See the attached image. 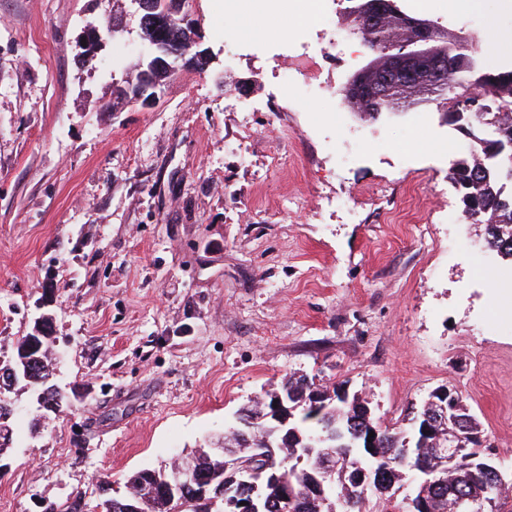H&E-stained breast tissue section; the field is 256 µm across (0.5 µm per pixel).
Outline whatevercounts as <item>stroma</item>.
Wrapping results in <instances>:
<instances>
[{"instance_id": "stroma-1", "label": "stroma", "mask_w": 512, "mask_h": 512, "mask_svg": "<svg viewBox=\"0 0 512 512\" xmlns=\"http://www.w3.org/2000/svg\"><path fill=\"white\" fill-rule=\"evenodd\" d=\"M446 2L417 14L512 67V0ZM185 10L213 63L179 68L157 109L103 112L142 58L130 35L81 65L110 0H0V360L48 316L55 380L78 396L56 415L15 395L0 512L78 495L91 510L103 476L122 496L294 373L347 385L385 423L453 388L512 478V262L490 253L497 283L463 246L442 100L359 119L339 92L365 54L318 42L291 64L319 95L258 111L283 96L259 24L234 0ZM336 112L363 145L347 168Z\"/></svg>"}]
</instances>
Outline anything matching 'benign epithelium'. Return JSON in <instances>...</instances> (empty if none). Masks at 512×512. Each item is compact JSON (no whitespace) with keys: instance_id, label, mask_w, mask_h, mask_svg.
I'll list each match as a JSON object with an SVG mask.
<instances>
[{"instance_id":"benign-epithelium-1","label":"benign epithelium","mask_w":512,"mask_h":512,"mask_svg":"<svg viewBox=\"0 0 512 512\" xmlns=\"http://www.w3.org/2000/svg\"><path fill=\"white\" fill-rule=\"evenodd\" d=\"M138 8L150 13L148 20L150 36L146 48L147 69L143 70L134 88V102L144 109H155L163 101L164 89L156 85L151 77L152 71L170 67V61L186 58L190 50L181 48L172 39L159 36L166 24L165 15L159 12V3L155 0H138ZM348 26L361 38L371 31H380L379 44L372 50L365 65L358 70L342 87L341 95L345 105L352 112H372L374 117L383 114L399 113V103H422L425 98L416 97L422 88L435 90L448 85V37L433 23L402 11L394 3H389L385 12H376L369 0H356L349 14ZM127 27L113 25L105 21L101 26L86 29V52L94 55V50L112 36L126 33ZM489 91L474 85L457 97L460 105L473 108L479 101L488 97ZM438 419L444 421L448 411L455 408L456 397L448 389L434 392ZM277 405H265L260 414L252 407L243 408L238 414V423L249 424L270 420L285 425L292 418L297 405L288 398V393L274 396ZM271 429L264 438V447L253 449V459L244 461L233 448L219 443L214 452L224 458V471L232 476V481L224 486V503L233 508V512H261L260 503L267 482L280 480V473L270 466L269 461L282 447L281 439L274 436ZM329 456L321 466L308 472L307 492L312 497L325 494L327 476L332 469L343 462V454L335 449H327ZM489 476L482 491L470 494H458L453 502V512H494L497 495L504 485V479L494 465L481 466ZM194 456L188 455L175 461L172 481L168 482L167 494L176 498L192 492L198 498H206L207 490L196 485Z\"/></svg>"}]
</instances>
